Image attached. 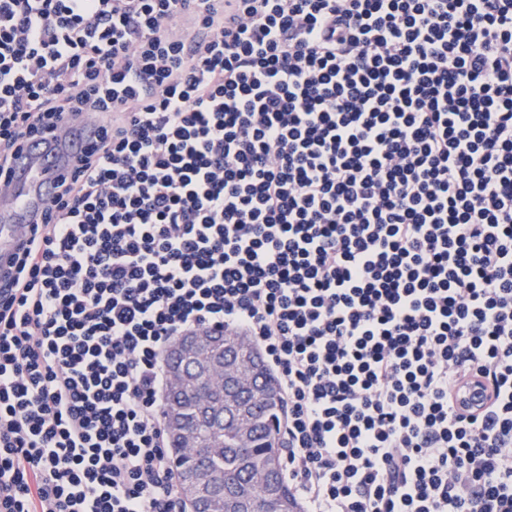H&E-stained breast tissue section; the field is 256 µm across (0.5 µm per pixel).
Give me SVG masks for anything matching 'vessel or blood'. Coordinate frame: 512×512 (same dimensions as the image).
Returning a JSON list of instances; mask_svg holds the SVG:
<instances>
[{
  "mask_svg": "<svg viewBox=\"0 0 512 512\" xmlns=\"http://www.w3.org/2000/svg\"><path fill=\"white\" fill-rule=\"evenodd\" d=\"M97 135V125L83 127L70 137L63 154L50 151L37 135L24 141L12 164L9 195L0 205V277L10 275L14 254L38 221L55 178L65 173L68 155L91 146Z\"/></svg>",
  "mask_w": 512,
  "mask_h": 512,
  "instance_id": "b4317fda",
  "label": "vessel or blood"
}]
</instances>
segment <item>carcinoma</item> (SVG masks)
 Returning <instances> with one entry per match:
<instances>
[{
  "label": "carcinoma",
  "instance_id": "1",
  "mask_svg": "<svg viewBox=\"0 0 512 512\" xmlns=\"http://www.w3.org/2000/svg\"><path fill=\"white\" fill-rule=\"evenodd\" d=\"M205 376L187 372L181 395L182 418L208 444L209 451L198 455L169 439L172 464L178 474L202 471L222 485L224 497H213L206 505L209 512H248L254 500L272 512H294L297 502L288 489L282 470H266L268 457L280 453L282 441L278 424L285 412L276 377L268 370L257 375L260 390L272 388L275 397L265 399L254 394L249 399V416L253 425L250 447L239 442L235 424L224 425V434L213 433L220 414L202 412L194 398L195 387Z\"/></svg>",
  "mask_w": 512,
  "mask_h": 512
}]
</instances>
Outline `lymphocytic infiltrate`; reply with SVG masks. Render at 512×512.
<instances>
[{"label":"lymphocytic infiltrate","instance_id":"f902f5d3","mask_svg":"<svg viewBox=\"0 0 512 512\" xmlns=\"http://www.w3.org/2000/svg\"><path fill=\"white\" fill-rule=\"evenodd\" d=\"M69 116L100 143L0 285V512H179L204 329L277 378L301 512H512V0H0V174Z\"/></svg>","mask_w":512,"mask_h":512}]
</instances>
